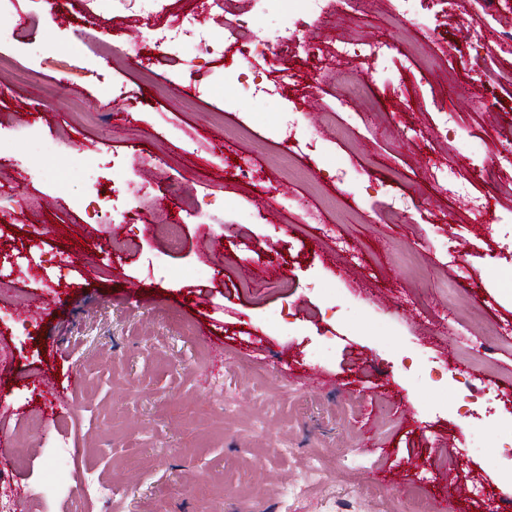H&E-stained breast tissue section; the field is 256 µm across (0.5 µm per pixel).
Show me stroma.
<instances>
[{
	"label": "stroma",
	"mask_w": 512,
	"mask_h": 512,
	"mask_svg": "<svg viewBox=\"0 0 512 512\" xmlns=\"http://www.w3.org/2000/svg\"><path fill=\"white\" fill-rule=\"evenodd\" d=\"M27 20L30 37L7 53L36 79L0 71V195L13 201L0 211V251L60 266L39 278L0 270V305L16 313L0 324V403L11 409L0 424L29 463L17 472L0 461L16 512H66L71 475L58 455L70 437L112 481L111 502L93 512H501L512 502V416L493 401L495 389L512 392V341L496 334L512 323V289L501 285L512 253L495 248L494 225L472 223L467 200L432 181L459 151L492 152L512 123V91L492 76L512 59L500 17L477 33L466 15L438 11L429 64L377 83L346 112L299 59L277 100L209 91L242 69L238 56L207 58L199 78L175 70L114 0H15L0 13L5 27ZM318 31L326 44L408 38L388 24L385 0H361ZM116 84L124 94L107 103ZM294 105L298 132L317 140L300 153L302 178L280 168L294 144L268 135ZM443 111L463 116L459 135L443 137ZM34 134L58 145L53 177L38 172ZM114 157L182 225L177 244L121 223L127 201L105 166ZM238 158L261 168L263 186L235 177ZM93 163L108 202L94 224L79 206L90 190L72 175ZM311 210L348 250L304 223ZM204 224L215 229L206 252ZM116 237L138 246L112 252ZM89 254L101 258L93 276ZM159 255L168 273L156 270ZM196 265L208 279L182 278ZM276 273L289 290L273 286ZM35 294L56 303L23 315ZM209 335L224 341L221 365L200 358ZM473 358L486 361L482 376H462ZM316 369L334 388L312 385ZM44 374L77 380L71 414L57 415ZM39 407L49 419L35 434L28 413ZM469 424L490 434L488 446L454 474L426 468L464 453ZM322 457L335 458V474L309 479ZM294 482L298 497L284 501L278 487ZM463 486L484 493L462 499Z\"/></svg>",
	"instance_id": "1"
}]
</instances>
